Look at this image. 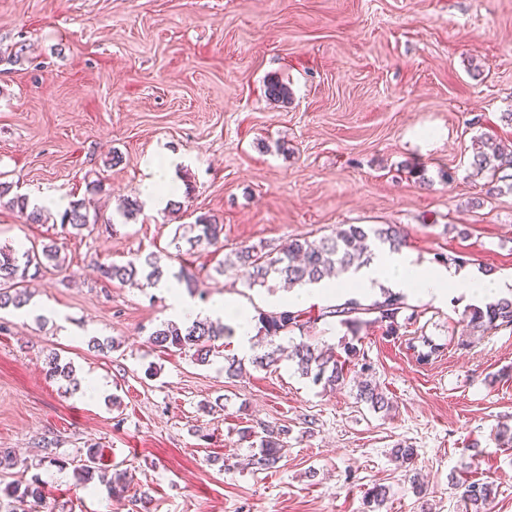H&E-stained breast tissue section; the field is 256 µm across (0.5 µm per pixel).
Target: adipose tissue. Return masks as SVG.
I'll use <instances>...</instances> for the list:
<instances>
[{"label": "adipose tissue", "instance_id": "ef3b65f1", "mask_svg": "<svg viewBox=\"0 0 512 512\" xmlns=\"http://www.w3.org/2000/svg\"><path fill=\"white\" fill-rule=\"evenodd\" d=\"M436 304L447 301L449 291L465 299L490 302L512 295V278H493L470 267H438L416 261L406 252L379 253L370 264L350 271L344 279L323 281L313 288H297L288 295L292 305H305L348 294L377 296L380 286Z\"/></svg>", "mask_w": 512, "mask_h": 512}]
</instances>
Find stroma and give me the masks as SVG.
Here are the masks:
<instances>
[{"mask_svg":"<svg viewBox=\"0 0 512 512\" xmlns=\"http://www.w3.org/2000/svg\"><path fill=\"white\" fill-rule=\"evenodd\" d=\"M20 44L19 62H0V182L85 200L97 221L78 231L54 210L33 224L0 204V246L53 245L64 261L0 312V448L19 461L0 482L40 480L33 512H370L375 484L389 489L383 512H467L449 482L465 475L494 481L492 512H512V445L494 438L512 424V328L466 334L463 297L416 300L394 336L377 323L351 334L323 301L300 306L310 326L291 342L357 340L393 404L377 412L354 383L323 389L291 360L252 366L232 336L205 365L156 347L168 288L99 271L153 252L166 277L193 275L199 307L225 296L275 312L283 288L246 287L243 268L219 262L342 224H398L420 260L512 271V184L470 166L477 138L512 146V0H0V46ZM271 76L287 102L267 99ZM161 152L191 194L124 217ZM202 214L222 224L221 249L178 252L177 225ZM418 336L437 347L425 364ZM53 353L78 388L48 376ZM233 355L244 366L230 379ZM265 424L287 426L286 451L256 472L241 430ZM47 441L62 466L43 462ZM402 441L423 496L391 454ZM90 446L131 492L79 483Z\"/></svg>","mask_w":512,"mask_h":512,"instance_id":"35a3bbf8","label":"stroma"}]
</instances>
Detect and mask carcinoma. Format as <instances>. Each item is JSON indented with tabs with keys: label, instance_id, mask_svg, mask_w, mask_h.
Instances as JSON below:
<instances>
[{
	"label": "carcinoma",
	"instance_id": "obj_1",
	"mask_svg": "<svg viewBox=\"0 0 512 512\" xmlns=\"http://www.w3.org/2000/svg\"><path fill=\"white\" fill-rule=\"evenodd\" d=\"M266 96L274 102L288 99V86L275 77L266 81ZM471 168L478 173H489L491 176L512 169V153L504 152L498 144L490 140H481L472 153ZM11 185L0 182V200L10 196L8 204L21 212L29 211L28 218L34 223L43 222L44 211L38 208L28 209V199L24 195H10ZM61 224H68L80 231L90 224V216L84 201L73 202L69 209L61 215ZM191 228L197 234L187 238L190 248L200 246L215 247L220 243L223 225L216 219L200 215ZM376 241L375 249L388 247L391 252H398L404 245L400 230L394 224L362 227L356 224H343L336 228L334 235L316 244L307 239H293L287 245L274 251L255 245L246 246L235 253V264L247 269L248 287H266L273 280H281L290 287L296 285L317 284L331 275L344 274L351 269L368 265L376 256L374 249L368 248V239ZM58 271L63 269V261L53 246L42 249L31 247L18 252L10 247H0V310L9 306L16 308L24 304V283L32 276H38L49 268ZM101 274L110 281L121 284L145 280L149 285L159 284L164 277L161 258L150 253L138 257L125 265L104 266ZM409 315H404L405 311ZM372 316L370 322L380 323L387 331L394 334L399 329V318L415 320L419 313L411 309L406 297L387 289L382 290L379 297L368 304L361 303L356 298L346 300L323 312L325 317H336L339 322L350 330H357L364 320L360 315ZM264 336L269 338L271 349L251 359L257 368H269L278 364L281 358V345L276 340L288 335L294 330H302L305 322L301 313L291 310L266 313L260 316ZM466 327L472 331H489L499 328L512 327V299H500L483 307H473L466 317ZM234 334V328L229 325L218 326L207 320L196 319L192 322L178 325L163 323L150 336L153 344L161 349L175 348L179 351H190L196 363L204 365L210 361L215 352V342L224 336ZM360 349L357 345L347 342L343 344V353L338 354L325 350L315 343L300 342L293 346L291 359L295 360L298 370L315 385L335 390L342 386L350 371V366L359 361ZM48 373L51 377H60L71 383H76L73 368L68 363H60L58 355H51L48 361ZM356 399L369 405L375 411L391 408V402L379 388L369 379L363 380L356 394ZM288 427L265 425L261 431L250 427L242 430V437L259 439V455L254 459L257 469L267 471L278 468L284 457L285 439ZM98 450L88 449L85 463L76 469L77 478L85 483L93 477V463L96 461ZM395 460L410 465L414 463L417 451L412 445L399 443L393 448ZM452 488L470 507V512H491V504L496 497L493 484L480 480H455ZM0 492L11 499L10 512H29L30 502L42 500V487L33 481L25 487L12 483L0 489ZM389 490L386 486L376 484L366 492L368 503L373 505L372 512H380L388 500Z\"/></svg>",
	"mask_w": 512,
	"mask_h": 512
}]
</instances>
